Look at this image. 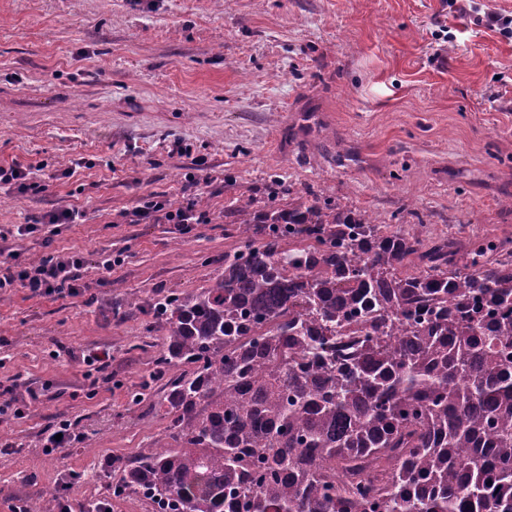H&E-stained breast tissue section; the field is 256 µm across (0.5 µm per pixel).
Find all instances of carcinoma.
Here are the masks:
<instances>
[{
    "label": "carcinoma",
    "mask_w": 512,
    "mask_h": 512,
    "mask_svg": "<svg viewBox=\"0 0 512 512\" xmlns=\"http://www.w3.org/2000/svg\"><path fill=\"white\" fill-rule=\"evenodd\" d=\"M234 210L224 273L134 298L165 336L129 399L167 426L112 457V497L150 512H512V237L475 250L298 192ZM57 510L54 487L22 506Z\"/></svg>",
    "instance_id": "cac0c4a2"
}]
</instances>
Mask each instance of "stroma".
<instances>
[{
  "label": "stroma",
  "instance_id": "obj_1",
  "mask_svg": "<svg viewBox=\"0 0 512 512\" xmlns=\"http://www.w3.org/2000/svg\"><path fill=\"white\" fill-rule=\"evenodd\" d=\"M448 12V0H0V164L33 167L44 186L0 187V227L82 214L0 239V253L85 256L77 295L0 289V383L40 394L26 417L0 415V512L46 486L72 512H146L113 498L108 468L166 425L128 404L164 336L129 300L222 273L235 198L281 205L278 184L423 220L433 239L453 224L475 245L512 236V41ZM199 166L205 223L137 214L148 196L179 207ZM102 350L101 379L86 359ZM63 419L92 447L46 453ZM79 212L73 208H57L47 211L38 217L33 224H21L16 229V235L9 228L0 230V238L6 239L8 235L19 236L32 234L40 230L41 226L50 224H75L79 220Z\"/></svg>",
  "mask_w": 512,
  "mask_h": 512
}]
</instances>
